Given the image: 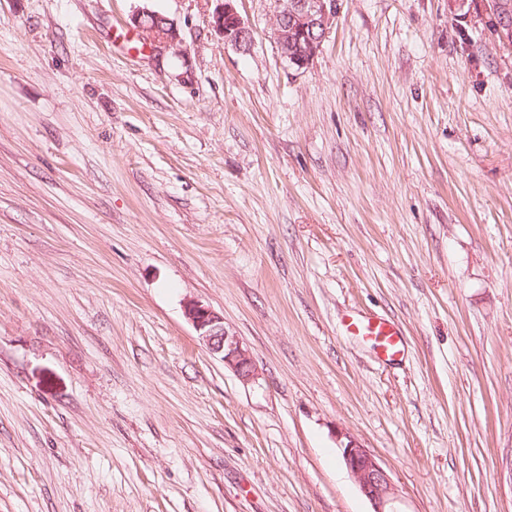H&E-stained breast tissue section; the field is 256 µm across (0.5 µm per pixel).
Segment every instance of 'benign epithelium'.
<instances>
[{
  "label": "benign epithelium",
  "instance_id": "obj_1",
  "mask_svg": "<svg viewBox=\"0 0 512 512\" xmlns=\"http://www.w3.org/2000/svg\"><path fill=\"white\" fill-rule=\"evenodd\" d=\"M236 0H224L212 15V27L224 42L248 51L254 42L252 29L237 11ZM336 19V0H290L285 11H276L271 38L281 56L303 69L319 52ZM132 26L142 43L155 55L178 52L183 39L178 27L168 18L143 10L132 16ZM185 318L206 343L209 351L220 356L243 381L256 375V366L239 340L224 326V317L199 300L184 305ZM346 467L373 512H399L398 489L378 460L360 444L350 440L341 448Z\"/></svg>",
  "mask_w": 512,
  "mask_h": 512
}]
</instances>
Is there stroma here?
<instances>
[{
	"mask_svg": "<svg viewBox=\"0 0 512 512\" xmlns=\"http://www.w3.org/2000/svg\"><path fill=\"white\" fill-rule=\"evenodd\" d=\"M338 3L299 70L276 0L247 52L215 0H0V512H372L351 439L401 512H512V52L487 0ZM142 43L155 55L179 52L183 39L178 27L165 16L149 10H142L131 18ZM185 318L192 324L206 343L209 351L219 355L243 381L256 375V366L239 340L224 326V317L199 300H189L184 305ZM343 325L349 336H357L370 343L389 360L402 351V332L393 321L357 313L346 315ZM341 451L361 493L372 504V512H401L395 506L399 500L398 490L378 460L352 440Z\"/></svg>",
	"mask_w": 512,
	"mask_h": 512,
	"instance_id": "1",
	"label": "stroma"
}]
</instances>
